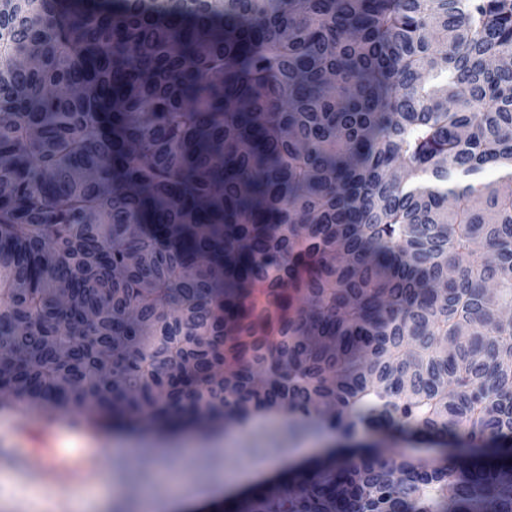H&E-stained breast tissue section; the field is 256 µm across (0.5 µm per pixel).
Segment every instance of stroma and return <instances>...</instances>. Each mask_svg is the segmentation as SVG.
<instances>
[{
    "mask_svg": "<svg viewBox=\"0 0 512 512\" xmlns=\"http://www.w3.org/2000/svg\"><path fill=\"white\" fill-rule=\"evenodd\" d=\"M282 414L270 413L240 427L217 423L205 429L182 428L167 434L143 431L89 436L88 447L104 445L99 470L78 476L46 494L39 487L19 489L16 475L0 468V512H48L46 500L62 504L67 496L95 494L102 472L112 476L91 512H116L132 501L149 500L147 512H221L225 500L247 491L242 476L263 464L257 448L267 437L284 436L289 462L299 463L330 451H342L344 439L322 424L285 435Z\"/></svg>",
    "mask_w": 512,
    "mask_h": 512,
    "instance_id": "1",
    "label": "stroma"
}]
</instances>
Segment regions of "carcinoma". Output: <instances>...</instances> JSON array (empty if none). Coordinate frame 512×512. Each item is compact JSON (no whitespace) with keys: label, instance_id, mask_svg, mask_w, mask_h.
I'll return each instance as SVG.
<instances>
[{"label":"carcinoma","instance_id":"obj_1","mask_svg":"<svg viewBox=\"0 0 512 512\" xmlns=\"http://www.w3.org/2000/svg\"><path fill=\"white\" fill-rule=\"evenodd\" d=\"M510 59L512 0H0V395L445 447L225 512H512ZM362 441L366 445L377 446V449L388 448L393 443H397L400 451L413 457H430L438 454L440 446L427 445L413 438L410 435L399 432H383L373 435L363 436Z\"/></svg>","mask_w":512,"mask_h":512}]
</instances>
